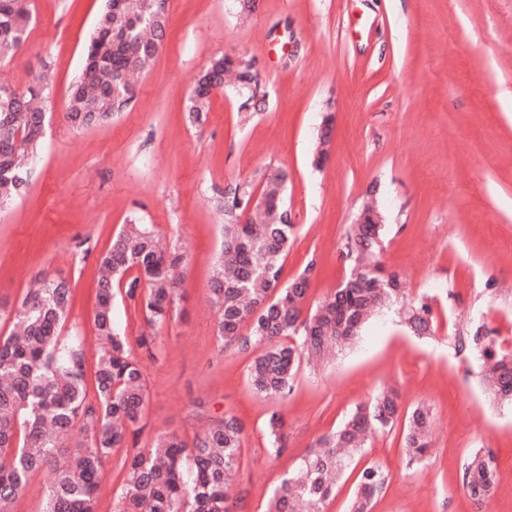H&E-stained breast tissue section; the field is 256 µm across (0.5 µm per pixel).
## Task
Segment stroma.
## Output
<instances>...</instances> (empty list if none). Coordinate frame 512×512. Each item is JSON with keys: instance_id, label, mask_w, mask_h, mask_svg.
<instances>
[{"instance_id": "obj_1", "label": "stroma", "mask_w": 512, "mask_h": 512, "mask_svg": "<svg viewBox=\"0 0 512 512\" xmlns=\"http://www.w3.org/2000/svg\"><path fill=\"white\" fill-rule=\"evenodd\" d=\"M29 2L27 40L0 79L25 87L45 63L53 79L29 186L0 207V306L20 303L37 272L70 280V320L94 369L97 260L123 224L154 225L184 249L186 268L157 357L137 346L141 315L114 303L147 387L139 447L167 431L190 442L235 415L246 431L236 512H266L310 446L389 386L403 409L430 408L433 448L410 470L403 424L374 435L363 460L390 479L372 512H512V408L486 391L472 341L480 334L512 350V0H168L161 49L134 100L85 130L63 113L104 0ZM221 53L254 66L265 102L243 114L228 84L190 121L187 99ZM327 116L331 141L318 167L311 147ZM274 170L288 175L293 223L283 276L318 263L305 309L348 276L346 232L371 194L385 224L381 263L407 300L429 296L434 311L426 336L395 314L375 316L334 359L300 363L292 394L278 402L252 394L253 354L223 349L208 303L224 225L214 201ZM274 409L287 422L280 456L266 435ZM477 451L503 464L480 505L463 488ZM125 456L116 448L107 458L97 512H114Z\"/></svg>"}]
</instances>
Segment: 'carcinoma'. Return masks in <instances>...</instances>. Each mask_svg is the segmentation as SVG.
<instances>
[{
    "instance_id": "obj_1",
    "label": "carcinoma",
    "mask_w": 512,
    "mask_h": 512,
    "mask_svg": "<svg viewBox=\"0 0 512 512\" xmlns=\"http://www.w3.org/2000/svg\"><path fill=\"white\" fill-rule=\"evenodd\" d=\"M30 14L19 0H0V64L25 42ZM168 24L158 0H106L85 49L84 64L70 87L65 120L77 129L103 125L135 97L130 80L154 62ZM241 68L222 54L197 84L186 111L193 121L208 111L213 93L234 76L246 95L243 108L263 105L259 76L241 83ZM51 86L47 68L24 89L0 84V207L26 191L30 172L25 160L43 142L45 99ZM261 193L250 206L253 184L224 192V242L215 263L209 302L219 318L217 336L227 348L258 351L247 367V384L262 400H285L292 393L301 360L318 364L350 344L367 319L383 309L402 310L399 277L385 272L376 249L384 231L381 216L367 199L358 213L363 224L346 233V255L354 264L340 288L315 310L303 305L316 263L281 283L284 260L293 243V225L283 200L285 175L262 177ZM184 251L160 247L151 224H125L98 258L94 331L102 349L93 392L85 385V353L80 336L62 335L72 307V287L61 277L41 274L9 313L11 334L0 337V506L11 505L39 472L50 473L43 512H96V493L105 460L115 448H127L126 479L116 512H234L231 477L238 467L245 430L226 414L213 421L192 445L176 433L157 436L148 448L137 447L146 401L144 373L114 325L112 306L121 296L142 315L147 330L137 345L151 353L158 331L171 319L179 296ZM404 321L416 335L432 332L431 299L419 298L405 310ZM488 369L487 386L495 398L512 403V351L473 337ZM401 415L398 393L381 389L360 405L332 434L321 438L298 467L274 491L267 512H325L339 479L362 453L371 433L392 429ZM404 419L407 466L431 456L432 414L418 405ZM82 439L70 440L73 427ZM285 419L268 416L269 448L286 451ZM389 474L368 463L360 470L349 512H372ZM497 483L489 454L470 456L463 484L470 498L486 501Z\"/></svg>"
}]
</instances>
